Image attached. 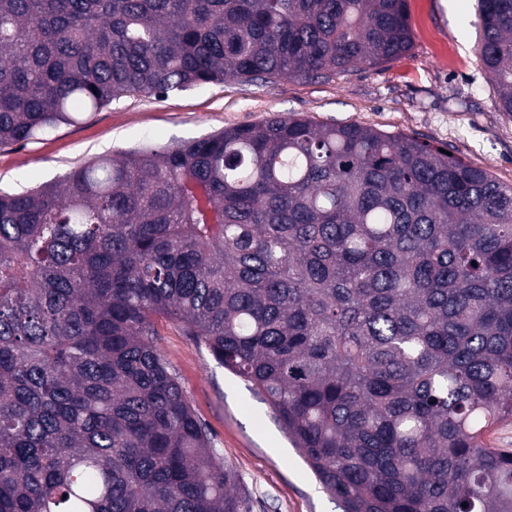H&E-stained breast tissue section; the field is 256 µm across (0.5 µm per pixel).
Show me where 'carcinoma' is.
<instances>
[{
	"mask_svg": "<svg viewBox=\"0 0 512 512\" xmlns=\"http://www.w3.org/2000/svg\"><path fill=\"white\" fill-rule=\"evenodd\" d=\"M477 55L512 112V0ZM406 0H0V144L128 95L410 51ZM251 383L343 512H512V185L301 115L0 192V512H249L153 319Z\"/></svg>",
	"mask_w": 512,
	"mask_h": 512,
	"instance_id": "1",
	"label": "carcinoma"
}]
</instances>
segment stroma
I'll list each match as a JSON object with an SVG mask.
<instances>
[{"mask_svg": "<svg viewBox=\"0 0 512 512\" xmlns=\"http://www.w3.org/2000/svg\"><path fill=\"white\" fill-rule=\"evenodd\" d=\"M410 52L330 79L204 85L165 96H129L34 139L0 146V189H30L96 156L162 148L273 116L355 122L449 148L512 184V112L474 50L476 0H407ZM157 345L206 426L251 512H342L291 447L269 404L224 369L183 325L157 318Z\"/></svg>", "mask_w": 512, "mask_h": 512, "instance_id": "obj_1", "label": "stroma"}]
</instances>
